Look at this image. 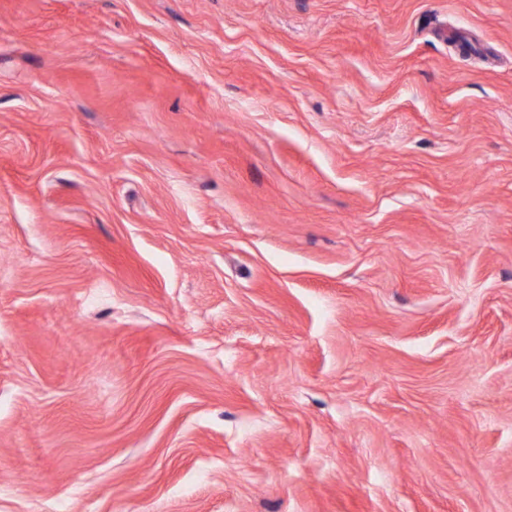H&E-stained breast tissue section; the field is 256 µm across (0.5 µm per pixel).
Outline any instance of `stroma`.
<instances>
[{
    "label": "stroma",
    "instance_id": "35a3bbf8",
    "mask_svg": "<svg viewBox=\"0 0 512 512\" xmlns=\"http://www.w3.org/2000/svg\"><path fill=\"white\" fill-rule=\"evenodd\" d=\"M0 512H512V0H0Z\"/></svg>",
    "mask_w": 512,
    "mask_h": 512
}]
</instances>
